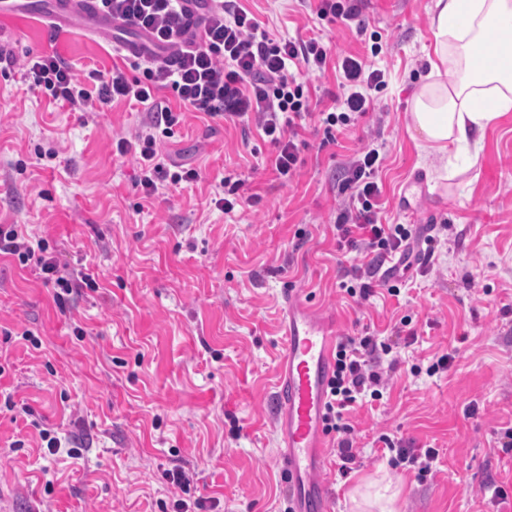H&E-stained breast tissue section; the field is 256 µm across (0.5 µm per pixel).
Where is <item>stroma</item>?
Returning a JSON list of instances; mask_svg holds the SVG:
<instances>
[{"mask_svg": "<svg viewBox=\"0 0 512 512\" xmlns=\"http://www.w3.org/2000/svg\"><path fill=\"white\" fill-rule=\"evenodd\" d=\"M239 3L271 35L318 37L336 55L381 45L380 114L327 146L311 122L287 182L255 125L186 111L160 152L199 178L144 200L136 157L112 148L143 106L69 112L31 93L19 67L0 73V224L25 225L98 283L62 311L35 263L0 257V512H174L176 467L197 472L210 512H284L273 393L287 286L334 313L341 335L387 337L405 315L416 332L386 397L350 415L348 475L328 437L334 512H512V453L497 446L512 426V112L438 178L409 130L434 0H356L362 36L320 18L318 0ZM0 46L18 62L59 53L81 75L129 69L110 39L35 20L1 25ZM367 144L386 156L381 223L449 230L429 273L409 271L399 296L381 288L359 304L340 286L354 256L338 251L333 223L340 169ZM416 174L425 184L408 212L400 198ZM226 183L248 199L228 214L214 203ZM444 354L447 372L412 374ZM43 429L63 451L49 452ZM384 434L438 449L432 474L393 467Z\"/></svg>", "mask_w": 512, "mask_h": 512, "instance_id": "35a3bbf8", "label": "stroma"}]
</instances>
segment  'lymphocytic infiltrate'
Wrapping results in <instances>:
<instances>
[{
    "label": "lymphocytic infiltrate",
    "mask_w": 512,
    "mask_h": 512,
    "mask_svg": "<svg viewBox=\"0 0 512 512\" xmlns=\"http://www.w3.org/2000/svg\"><path fill=\"white\" fill-rule=\"evenodd\" d=\"M108 17L149 33L158 43L175 47L173 60L160 62L135 57L131 63L136 77L113 72L98 85L87 86L71 65L59 55L30 59L26 72L32 89L71 112H89L95 105L134 102L145 107L146 120L135 139H119V154H135L141 167L139 183L145 196H154L160 183L177 185L197 181L195 169L170 171L159 151L161 138L174 135L180 122L178 111L156 99L161 89L172 90L181 106L215 118L254 122L276 146L273 169L280 178L290 179L296 171L299 137L306 120L318 117L324 143L348 127L353 115L374 111L373 91L385 85V74L357 56H343L341 87L335 111H314L307 85L296 68L323 72L330 49L317 39L271 38L261 23L240 7L238 0H214L199 34L188 49L179 44L187 35L186 15L181 0H96ZM383 159L377 148L368 146L355 153L342 171L340 184L345 198L336 217L338 248L363 254L361 263L344 268L345 287L350 297L368 300L376 289L389 295L400 293L397 283L382 277L387 260L417 261L426 267L436 245L447 242L448 227L438 224L416 250L413 230L407 224H384L379 220L382 190L378 173ZM18 260L20 265L36 261L45 283L53 284L58 306H65L73 293L94 287L92 273L71 274L61 270L55 257L37 254L24 225L0 224V257ZM397 342L372 335L341 338L336 347V371L330 383L326 429L338 436L336 456L339 471L348 474L356 460L354 427L348 414L366 400H382L388 390L386 366L395 365Z\"/></svg>",
    "instance_id": "lymphocytic-infiltrate-1"
}]
</instances>
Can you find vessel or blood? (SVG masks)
<instances>
[{
	"label": "vessel or blood",
	"mask_w": 512,
	"mask_h": 512,
	"mask_svg": "<svg viewBox=\"0 0 512 512\" xmlns=\"http://www.w3.org/2000/svg\"><path fill=\"white\" fill-rule=\"evenodd\" d=\"M41 20L61 34L116 33L118 24L95 9L94 0H0V22ZM121 50L167 60L170 50L141 31L119 40ZM283 352L275 392L277 461L291 512H330L323 474L327 466L324 415L336 364L339 334L335 316L311 305L293 288L283 289Z\"/></svg>",
	"instance_id": "vessel-or-blood-1"
}]
</instances>
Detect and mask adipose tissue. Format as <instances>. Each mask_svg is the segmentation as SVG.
<instances>
[{"label": "adipose tissue", "instance_id": "1", "mask_svg": "<svg viewBox=\"0 0 512 512\" xmlns=\"http://www.w3.org/2000/svg\"><path fill=\"white\" fill-rule=\"evenodd\" d=\"M429 72L411 102L423 155L447 157L512 111V0H435ZM455 65L460 74L445 80Z\"/></svg>", "mask_w": 512, "mask_h": 512}]
</instances>
